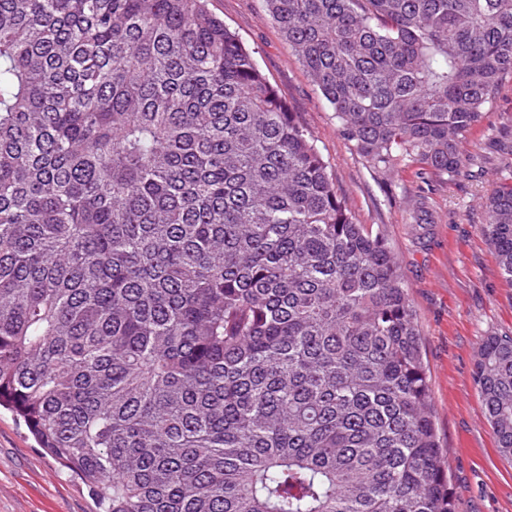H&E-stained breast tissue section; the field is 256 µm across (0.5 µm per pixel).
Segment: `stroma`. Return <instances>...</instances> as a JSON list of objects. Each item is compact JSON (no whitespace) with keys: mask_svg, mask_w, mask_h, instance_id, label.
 <instances>
[{"mask_svg":"<svg viewBox=\"0 0 512 512\" xmlns=\"http://www.w3.org/2000/svg\"><path fill=\"white\" fill-rule=\"evenodd\" d=\"M207 6L313 137L355 222L382 229L401 260L456 512H512V458L497 447L474 378L486 336H512V283L483 231L485 198L498 180H512V80L469 137L461 175L421 180L404 165L382 174L339 133L263 0H208ZM0 512H101L87 484L39 448L23 420L4 408Z\"/></svg>","mask_w":512,"mask_h":512,"instance_id":"1","label":"stroma"}]
</instances>
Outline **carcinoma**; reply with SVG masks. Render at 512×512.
Masks as SVG:
<instances>
[{
    "label": "carcinoma",
    "mask_w": 512,
    "mask_h": 512,
    "mask_svg": "<svg viewBox=\"0 0 512 512\" xmlns=\"http://www.w3.org/2000/svg\"><path fill=\"white\" fill-rule=\"evenodd\" d=\"M206 2L0 0V406L104 512H455L400 260ZM264 2L370 167L463 172L512 0Z\"/></svg>",
    "instance_id": "cac0c4a2"
}]
</instances>
